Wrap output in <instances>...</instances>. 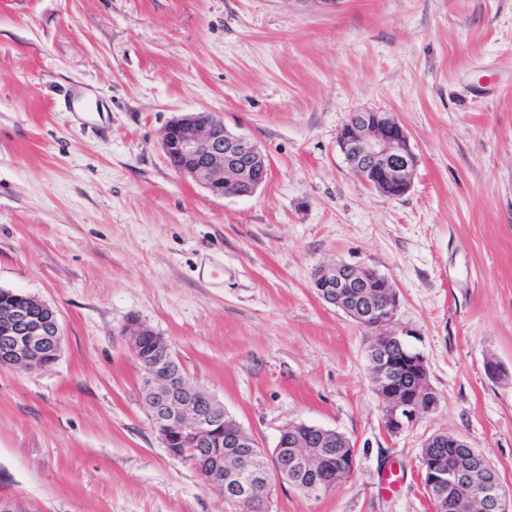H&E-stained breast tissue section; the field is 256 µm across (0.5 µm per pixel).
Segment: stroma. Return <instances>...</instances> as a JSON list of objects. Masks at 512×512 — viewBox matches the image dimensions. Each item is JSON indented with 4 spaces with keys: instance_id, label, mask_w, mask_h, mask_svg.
<instances>
[{
    "instance_id": "obj_1",
    "label": "stroma",
    "mask_w": 512,
    "mask_h": 512,
    "mask_svg": "<svg viewBox=\"0 0 512 512\" xmlns=\"http://www.w3.org/2000/svg\"><path fill=\"white\" fill-rule=\"evenodd\" d=\"M364 110L409 134L403 196L339 149ZM193 112L268 157L254 195L167 165L163 131ZM334 263L390 280L439 396L399 436L371 331L311 288ZM1 288L63 334L52 365L0 368V497L21 512H235L162 447L134 318L266 452L291 423L354 446L349 477L274 483L269 512H432L421 453L443 430L512 490V0H0Z\"/></svg>"
}]
</instances>
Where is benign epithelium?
Instances as JSON below:
<instances>
[{
	"label": "benign epithelium",
	"instance_id": "obj_1",
	"mask_svg": "<svg viewBox=\"0 0 512 512\" xmlns=\"http://www.w3.org/2000/svg\"><path fill=\"white\" fill-rule=\"evenodd\" d=\"M341 153L365 185L388 198L400 197L412 187L418 159L409 135L390 113L357 112L338 136ZM161 149L175 172L203 182L217 197H248L263 185L270 163L246 135L229 131L221 117L206 112L188 113L165 128ZM312 288L323 302L343 311L373 332L370 365L380 380L382 427L396 436L436 410L439 399L428 382L423 355L413 348L409 330L381 329L393 323L398 295L388 278L359 265L323 266ZM5 307L0 314V367L31 370L55 362L62 348L56 312L47 304L11 290H0ZM130 354L146 371L144 387L152 424L169 454L205 462L209 484L246 512H267L262 487L288 473L275 452L266 451L237 424L224 423V406L202 388L191 384L177 365L164 336L136 319L125 329ZM336 431L315 425L290 424L281 430L276 448H292V467L306 473L322 470L332 453ZM467 448L455 433L436 432L426 448L445 444ZM228 448L233 464L224 463L219 447ZM493 465L480 451L468 452L448 465L430 463L429 486L448 489V496L431 501L433 512H446L458 502L463 512H512V492L490 473Z\"/></svg>",
	"mask_w": 512,
	"mask_h": 512
}]
</instances>
